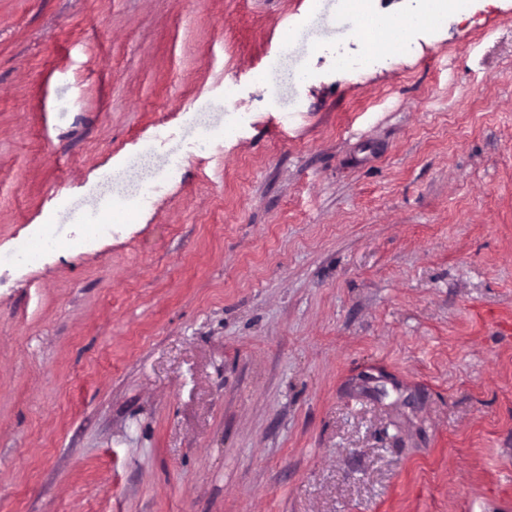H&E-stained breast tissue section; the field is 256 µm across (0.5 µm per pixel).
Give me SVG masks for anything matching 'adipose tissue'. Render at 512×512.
<instances>
[{"instance_id": "ef3b65f1", "label": "adipose tissue", "mask_w": 512, "mask_h": 512, "mask_svg": "<svg viewBox=\"0 0 512 512\" xmlns=\"http://www.w3.org/2000/svg\"><path fill=\"white\" fill-rule=\"evenodd\" d=\"M222 103V96L214 95L197 105L182 126V137L168 140L160 153H152L141 146L122 156L118 163L103 169L89 191L76 198L75 209L58 210L52 216L53 223L87 222L98 213L110 210L115 199L133 205L153 195L159 177L170 171L171 160L183 158L184 138L193 139L196 152L208 149L214 130L226 123L220 110Z\"/></svg>"}]
</instances>
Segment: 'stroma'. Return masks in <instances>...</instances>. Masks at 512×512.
Masks as SVG:
<instances>
[{"instance_id": "35a3bbf8", "label": "stroma", "mask_w": 512, "mask_h": 512, "mask_svg": "<svg viewBox=\"0 0 512 512\" xmlns=\"http://www.w3.org/2000/svg\"><path fill=\"white\" fill-rule=\"evenodd\" d=\"M309 4L0 0L2 255L201 98L239 117L0 269V512H512V0L283 112ZM307 69L305 72L297 79V86L293 97L287 99L286 93L284 91L283 83L284 81L281 79H274L271 82H269L267 91L269 97L274 100L275 102L281 103L283 106H280L281 110L283 112H300L301 111V102H300V96H299V88L301 83L303 82L306 74Z\"/></svg>"}]
</instances>
